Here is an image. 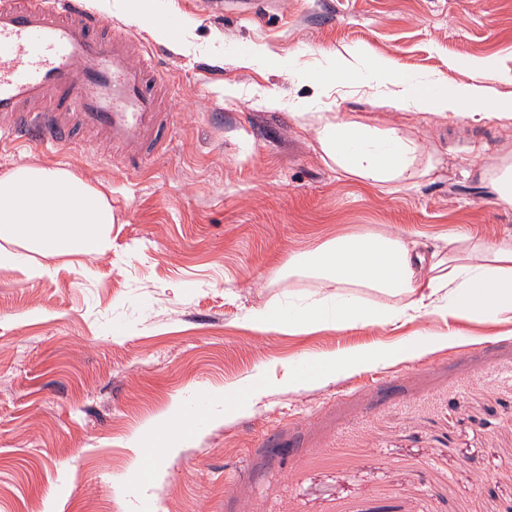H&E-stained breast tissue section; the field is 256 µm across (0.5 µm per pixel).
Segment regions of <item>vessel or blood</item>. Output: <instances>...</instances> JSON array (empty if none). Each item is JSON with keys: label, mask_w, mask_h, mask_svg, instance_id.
Returning <instances> with one entry per match:
<instances>
[{"label": "vessel or blood", "mask_w": 512, "mask_h": 512, "mask_svg": "<svg viewBox=\"0 0 512 512\" xmlns=\"http://www.w3.org/2000/svg\"><path fill=\"white\" fill-rule=\"evenodd\" d=\"M148 50L85 0H0V132L43 148L94 131L137 164L167 141Z\"/></svg>", "instance_id": "1"}]
</instances>
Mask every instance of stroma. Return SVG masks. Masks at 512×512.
<instances>
[{"label": "stroma", "mask_w": 512, "mask_h": 512, "mask_svg": "<svg viewBox=\"0 0 512 512\" xmlns=\"http://www.w3.org/2000/svg\"><path fill=\"white\" fill-rule=\"evenodd\" d=\"M183 40L129 25L174 84L171 141L141 168L95 138L0 143V172L39 163L108 186L112 249L0 270V512H512V321L431 316L394 326L261 334L249 310L314 281L289 255L336 235L399 233L433 248L512 232L483 176L512 162V120L392 105L361 83L321 86L337 51L470 82L493 61L512 93V0H157ZM255 62L239 63L241 54ZM280 98L267 107L261 92ZM420 142L416 185L372 187L322 158L294 105ZM444 336L415 359L289 390L291 365ZM268 392L253 398L254 384ZM200 420L177 448L140 429L173 403ZM490 474L480 485L479 473Z\"/></svg>", "instance_id": "1"}]
</instances>
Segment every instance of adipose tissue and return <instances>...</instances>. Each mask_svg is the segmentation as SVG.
<instances>
[{
  "mask_svg": "<svg viewBox=\"0 0 512 512\" xmlns=\"http://www.w3.org/2000/svg\"><path fill=\"white\" fill-rule=\"evenodd\" d=\"M125 16L150 29L164 43H177L181 32L161 20L154 0H127ZM493 67L477 65L472 82L451 86L443 77L414 75L389 60L364 61L360 51L345 50L334 67L319 72L321 85L364 81L387 87L397 108L463 120L474 111L512 117V96L488 87ZM305 120L316 131L325 159L345 175L371 186L413 185L424 176L421 145L398 129H380L323 112ZM115 222L112 198L105 188L75 171L38 164L0 173V269L21 271L26 278L45 275V259L80 255L96 258L112 248ZM288 273L313 279L319 291L292 297L287 308L253 309L249 325L259 333H288L320 326H388L433 315L512 319V234L487 244L467 235H452L447 248L421 255L417 242L374 231L336 237L305 254L291 255ZM380 295L377 303L361 300L357 289ZM447 338L412 340L386 349L357 350L340 357L311 359L324 373L348 372L403 361L447 346Z\"/></svg>",
  "mask_w": 512,
  "mask_h": 512,
  "instance_id": "ef3b65f1",
  "label": "adipose tissue"
}]
</instances>
